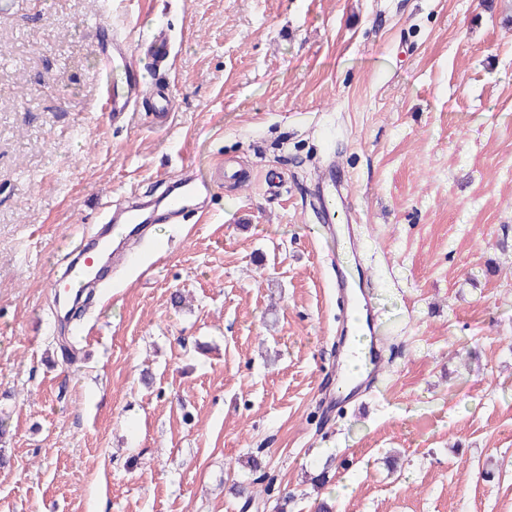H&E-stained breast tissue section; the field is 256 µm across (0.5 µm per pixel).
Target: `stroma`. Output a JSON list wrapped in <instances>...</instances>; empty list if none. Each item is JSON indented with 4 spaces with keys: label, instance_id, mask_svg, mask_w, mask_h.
I'll list each match as a JSON object with an SVG mask.
<instances>
[{
    "label": "stroma",
    "instance_id": "1",
    "mask_svg": "<svg viewBox=\"0 0 512 512\" xmlns=\"http://www.w3.org/2000/svg\"><path fill=\"white\" fill-rule=\"evenodd\" d=\"M159 21L178 108L112 125L95 29ZM332 163L388 361L343 412ZM186 164L223 184L61 314ZM0 420V512H276L251 456L288 512H512V0H0ZM151 221L152 217L146 215L139 206H130L121 215V222L125 225L129 237L140 235L145 228L144 224ZM107 243H102L98 249H93L92 246L84 250L78 258L74 267L71 269L69 278L65 285L69 291H82L83 293L88 288L95 287L98 283L103 281L105 277L112 272V263H115L116 255L112 253ZM106 257V263L94 275L93 278L87 279L88 276L95 271L100 259ZM74 287V288H72ZM77 287V288H75Z\"/></svg>",
    "mask_w": 512,
    "mask_h": 512
}]
</instances>
